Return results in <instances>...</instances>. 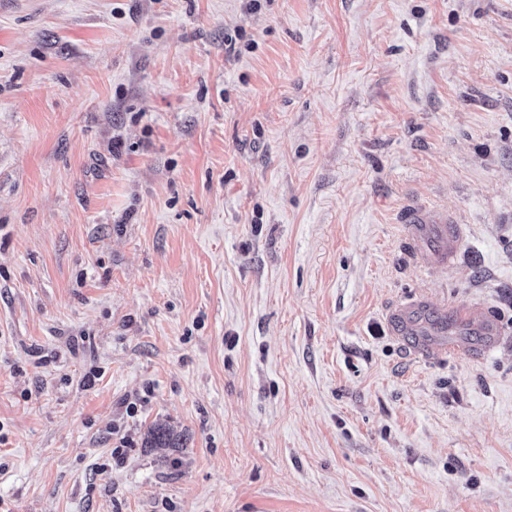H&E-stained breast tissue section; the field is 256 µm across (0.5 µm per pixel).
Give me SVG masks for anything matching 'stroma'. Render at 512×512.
Here are the masks:
<instances>
[{
    "mask_svg": "<svg viewBox=\"0 0 512 512\" xmlns=\"http://www.w3.org/2000/svg\"><path fill=\"white\" fill-rule=\"evenodd\" d=\"M0 512H512V0H0ZM407 223L409 224L410 248L414 258H419L422 254L421 240L436 237L442 247L436 253L437 263L441 266L453 265L458 245L463 237V229L460 224H426L420 211L410 213ZM426 305L422 302L408 303L399 307L393 314L392 319L400 328V331L407 336H418L415 329V321L413 313L423 310Z\"/></svg>",
    "mask_w": 512,
    "mask_h": 512,
    "instance_id": "1",
    "label": "stroma"
}]
</instances>
